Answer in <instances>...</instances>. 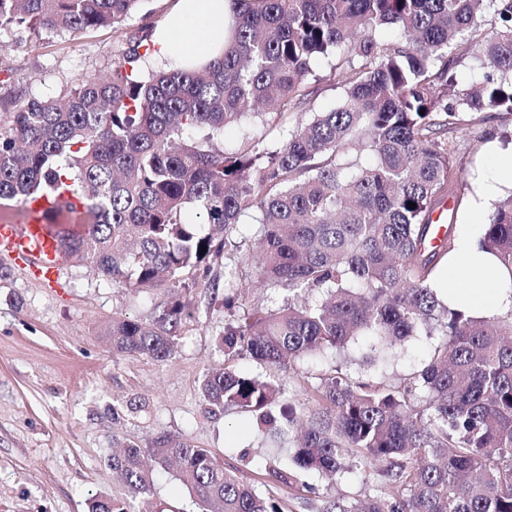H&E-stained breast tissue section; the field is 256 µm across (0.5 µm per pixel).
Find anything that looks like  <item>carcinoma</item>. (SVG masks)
Returning a JSON list of instances; mask_svg holds the SVG:
<instances>
[{
	"mask_svg": "<svg viewBox=\"0 0 512 512\" xmlns=\"http://www.w3.org/2000/svg\"><path fill=\"white\" fill-rule=\"evenodd\" d=\"M140 2L0 0V31L18 45L44 32L118 33ZM233 2L231 40L200 66L154 71L151 45L130 40L109 73L78 80L66 98L12 102L0 128V205L69 191L84 224L61 228L64 258L123 288H169L149 317L121 313L105 330L113 353L157 362L174 356L193 317L183 272L259 211L260 282L284 302L225 324L224 365L200 385L209 410L234 407L279 436L301 429L288 467L272 469L279 483L356 468L372 481L363 501L303 483L300 499L317 512H512V308L473 316L430 287L457 242L450 224L430 246L456 175L448 133L463 113L512 112V0ZM388 27L401 38L383 39ZM463 39L475 65L467 78L456 72ZM337 54L338 106L297 124L279 149L251 139L224 147L228 127L298 110L313 62ZM479 244L512 272V195L492 204ZM434 334L429 362L399 385L325 377L315 407L279 420L270 407L285 386L230 365L251 357L279 368L359 336L375 352ZM147 457L173 469L199 512H283L237 468L170 434L124 444L112 468L129 497L94 498L88 512H133L153 492Z\"/></svg>",
	"mask_w": 512,
	"mask_h": 512,
	"instance_id": "1",
	"label": "carcinoma"
}]
</instances>
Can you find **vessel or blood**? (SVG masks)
Wrapping results in <instances>:
<instances>
[{"instance_id": "1", "label": "vessel or blood", "mask_w": 512, "mask_h": 512, "mask_svg": "<svg viewBox=\"0 0 512 512\" xmlns=\"http://www.w3.org/2000/svg\"><path fill=\"white\" fill-rule=\"evenodd\" d=\"M69 199L66 193L55 200L41 196L26 204L25 222L0 220V258L28 270L50 289L60 287L63 268L57 227L51 224L50 217Z\"/></svg>"}]
</instances>
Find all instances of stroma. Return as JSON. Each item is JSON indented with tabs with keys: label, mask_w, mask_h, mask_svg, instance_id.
<instances>
[{
	"label": "stroma",
	"mask_w": 512,
	"mask_h": 512,
	"mask_svg": "<svg viewBox=\"0 0 512 512\" xmlns=\"http://www.w3.org/2000/svg\"><path fill=\"white\" fill-rule=\"evenodd\" d=\"M173 0H144L122 32L45 33L22 45L0 34V127L7 126L12 99H62L78 77L108 72L127 37L156 27ZM295 111L274 123L252 120L232 126L224 144L242 138L280 148L301 120ZM454 170L465 187L452 189L447 209L457 234L480 222L475 211L477 182L497 178L496 154L512 150V113H470L463 130L450 133ZM261 235L258 212L241 216L232 246L210 257L184 278L192 283L194 317L169 361L112 352L103 337L113 315L150 316L164 289L135 291L108 283L84 267L65 264L63 290L43 288L27 272L11 267L0 279V512H87L98 496L127 497L111 466L114 440L149 446L159 434L185 438L210 450L263 493L281 499L285 512H309L291 490L269 474L273 459H286L290 437L271 439L250 414L232 408L212 413L200 383L224 361L218 338L229 312L224 291L243 289V308H275L283 296L262 287L253 255ZM436 343L419 336L406 342L388 363H369L371 340L361 336L341 352L298 359L282 369L251 358L236 359L239 370L285 383L299 406L314 403L320 378L337 373L355 380L399 384L421 370ZM136 512H193L189 491L169 472L158 471L153 494L135 500Z\"/></svg>",
	"instance_id": "obj_1"
}]
</instances>
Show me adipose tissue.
<instances>
[{"instance_id": "ef3b65f1", "label": "adipose tissue", "mask_w": 512, "mask_h": 512, "mask_svg": "<svg viewBox=\"0 0 512 512\" xmlns=\"http://www.w3.org/2000/svg\"><path fill=\"white\" fill-rule=\"evenodd\" d=\"M232 20V0H176L156 27L150 59L175 62L184 57L211 59L224 43ZM478 232L460 236L456 250L437 273L433 285L446 300L461 301L485 316L512 308V275L478 248Z\"/></svg>"}]
</instances>
